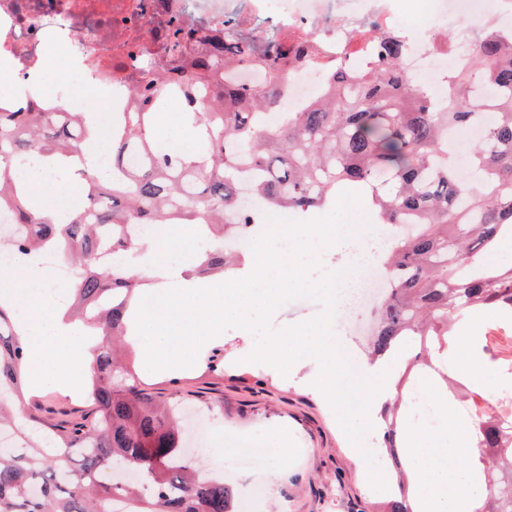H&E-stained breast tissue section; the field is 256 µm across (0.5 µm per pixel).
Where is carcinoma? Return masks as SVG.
Segmentation results:
<instances>
[{
    "label": "carcinoma",
    "mask_w": 512,
    "mask_h": 512,
    "mask_svg": "<svg viewBox=\"0 0 512 512\" xmlns=\"http://www.w3.org/2000/svg\"><path fill=\"white\" fill-rule=\"evenodd\" d=\"M181 53L173 73L145 67L135 90L140 106L121 113L110 142L112 178L99 176L84 153L93 135L86 112H58L40 101L28 112L0 104V211L9 213L7 251L22 270L47 248L79 264L71 298L79 325L98 336L127 335L131 301L143 280L129 276L136 246L171 224H196L207 246L202 273L224 271L216 238L244 236L270 207L305 220L331 206L336 191L371 196L382 224H410L411 235L384 261L388 295L374 320L373 350L383 356L414 337L421 352L448 346L466 314L494 309L512 317V265L484 263L485 250L512 237V43L484 33L468 63L434 88L407 78L399 33L378 37L376 70H326L329 85L303 112H279L285 72L306 56L301 42L282 44L260 65L267 80L244 86L230 70L253 63V52L230 37L176 29ZM174 93L192 103L203 130L191 155L162 139L157 101ZM489 114L484 135L458 167L448 132L466 131ZM59 156L82 170L80 203L61 223L25 194L13 169L29 156ZM149 227L145 237L127 227ZM26 362L21 331L0 299V431L23 439L30 415L11 403L23 396ZM88 385L93 417L51 428L38 446L0 447V512H229L234 488L202 472L183 453L186 435L176 409L144 388L129 365L108 351L95 355ZM474 436L483 453L475 512H512V400L498 411L476 408ZM399 493L385 512H409L411 475L404 465L398 415L383 417Z\"/></svg>",
    "instance_id": "obj_1"
}]
</instances>
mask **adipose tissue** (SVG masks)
I'll return each instance as SVG.
<instances>
[{"label":"adipose tissue","mask_w":512,"mask_h":512,"mask_svg":"<svg viewBox=\"0 0 512 512\" xmlns=\"http://www.w3.org/2000/svg\"><path fill=\"white\" fill-rule=\"evenodd\" d=\"M165 138L176 151L190 154L201 141V129L184 112L163 115ZM36 202L50 203L53 214L71 211L81 188L72 181L68 168L49 165L35 156L24 177ZM57 291L49 274L38 265L25 271L0 270V297L10 300L23 325L28 353V380L33 388L50 386L76 388L90 377V366L98 337L84 335L63 317L56 301ZM446 432L426 434L406 427L403 436L418 493L412 512H472L478 482L468 466L470 448L448 445L449 433H467L471 418L443 405Z\"/></svg>","instance_id":"ef3b65f1"}]
</instances>
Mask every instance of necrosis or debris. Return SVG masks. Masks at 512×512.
Instances as JSON below:
<instances>
[{"mask_svg":"<svg viewBox=\"0 0 512 512\" xmlns=\"http://www.w3.org/2000/svg\"><path fill=\"white\" fill-rule=\"evenodd\" d=\"M393 0H0V70L15 83V111L39 99L45 81L41 61L50 44L65 45L72 65L59 97L73 99L84 87L106 91L110 111L129 108L142 61L172 66L178 52L170 27L221 33L231 30L264 56L284 41L307 37L324 64L351 66L372 59L370 33L400 28L404 15ZM435 25L458 29L453 45H440L432 33L409 36L406 71L433 79L444 60L466 62L477 33L505 31L512 41V0H422ZM281 111L300 112L322 85L312 67H290Z\"/></svg>","mask_w":512,"mask_h":512,"instance_id":"necrosis-or-debris-1","label":"necrosis or debris"}]
</instances>
